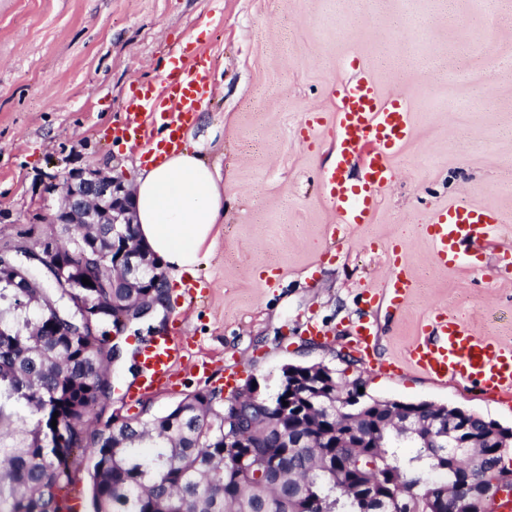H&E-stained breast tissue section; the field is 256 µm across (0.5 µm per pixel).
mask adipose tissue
Masks as SVG:
<instances>
[{"label": "adipose tissue", "instance_id": "obj_1", "mask_svg": "<svg viewBox=\"0 0 512 512\" xmlns=\"http://www.w3.org/2000/svg\"><path fill=\"white\" fill-rule=\"evenodd\" d=\"M133 192L140 241L172 280L195 274L224 221L219 167L189 151H174L139 168Z\"/></svg>", "mask_w": 512, "mask_h": 512}]
</instances>
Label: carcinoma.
<instances>
[{"label": "carcinoma", "mask_w": 512, "mask_h": 512, "mask_svg": "<svg viewBox=\"0 0 512 512\" xmlns=\"http://www.w3.org/2000/svg\"><path fill=\"white\" fill-rule=\"evenodd\" d=\"M95 235L100 248L112 225L73 228L63 249ZM22 241L4 244L0 278V512H73L62 491L88 458L89 512H373L400 495L402 512H448V491L471 490L491 478L512 486V470L496 466L490 435L512 445V428L465 411L459 439L476 438V464L435 446L423 427L409 432L377 399L362 400L360 420L326 417L303 396L336 394L337 370L286 365L275 391L254 395L248 382L232 394L197 392L163 413L150 406L119 424L97 427L115 388L112 333L116 314L145 297L143 288L112 287V263L96 269L87 294L107 311L93 324L74 313L50 269L20 261ZM29 289L21 303L16 288ZM288 405H283V402ZM241 412L249 444L224 441V416ZM56 425H51L52 421ZM344 423L357 448L336 447L329 433ZM411 442L415 455L400 444Z\"/></svg>", "instance_id": "cac0c4a2"}]
</instances>
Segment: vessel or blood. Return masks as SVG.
<instances>
[{
    "label": "vessel or blood",
    "instance_id": "b4317fda",
    "mask_svg": "<svg viewBox=\"0 0 512 512\" xmlns=\"http://www.w3.org/2000/svg\"><path fill=\"white\" fill-rule=\"evenodd\" d=\"M173 67L161 90L133 85L124 106V119L114 126L111 141L141 142L155 129L167 131L165 151L181 148L182 132L192 122L210 92L212 61L204 53L186 55L183 47L171 50ZM337 95V157L334 168L324 176L330 200L336 207L340 228L370 221L378 208V196L394 176L392 159L410 133L408 108L403 100L382 99L374 81L358 76L342 83ZM365 152L364 175L353 182L346 173L349 158ZM500 227L497 214L461 202L439 211L423 227L434 260L442 266L463 264L460 243L480 242L495 236ZM414 288L405 268L392 264L382 287L369 291L371 303L400 311ZM378 340L374 322L359 317L350 348L358 356L370 355ZM188 348L177 336H151L139 348L141 381L133 388L136 396H148L167 388L177 367L187 360ZM383 369L413 371L426 379L447 384L462 380L512 404V345L493 336L477 335L457 312L435 311L417 337L401 355L384 360Z\"/></svg>",
    "mask_w": 512,
    "mask_h": 512
}]
</instances>
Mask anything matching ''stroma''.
Returning <instances> with one entry per match:
<instances>
[{
    "label": "stroma",
    "mask_w": 512,
    "mask_h": 512,
    "mask_svg": "<svg viewBox=\"0 0 512 512\" xmlns=\"http://www.w3.org/2000/svg\"><path fill=\"white\" fill-rule=\"evenodd\" d=\"M178 44L214 61L212 98L186 145L221 167L224 224L197 270L204 297L170 286L167 329L210 370L177 371L149 396L153 410L223 386L233 365L237 385L271 391L285 365L321 363L362 375L368 396L459 406L512 427V408L468 386L344 362L365 310L384 357L443 308L512 342V0H0V244L49 232L36 205L48 175L89 167L134 179L139 147L105 135L133 81L162 87ZM360 66L382 97L407 103L412 131L375 216L334 236L322 182L334 91ZM460 202L503 223L467 264L443 268L422 226ZM394 250L415 285L396 313L365 295ZM310 324L324 344L303 342Z\"/></svg>",
    "instance_id": "35a3bbf8"
}]
</instances>
